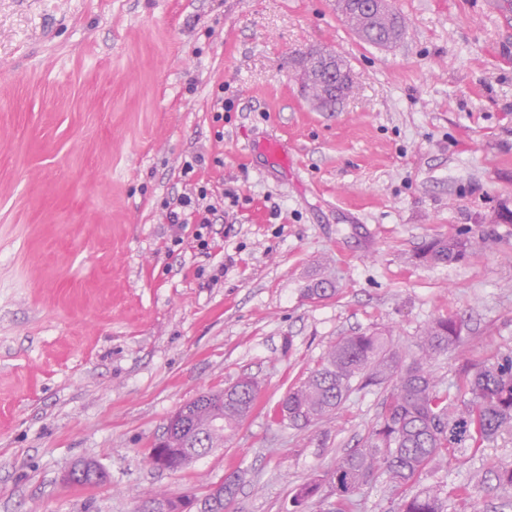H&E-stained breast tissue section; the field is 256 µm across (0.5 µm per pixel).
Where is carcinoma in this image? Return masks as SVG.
Masks as SVG:
<instances>
[{"label":"carcinoma","instance_id":"obj_1","mask_svg":"<svg viewBox=\"0 0 512 512\" xmlns=\"http://www.w3.org/2000/svg\"><path fill=\"white\" fill-rule=\"evenodd\" d=\"M336 11L366 42L391 47L405 34L399 13L384 7L367 12L361 0H336ZM316 47L298 50L291 67L313 66ZM475 241L452 236L434 239L420 258L430 265L454 263L473 249ZM463 323L455 314L433 319L418 342V355L405 362L387 330H372L340 337L307 378L290 387L279 408L282 421L294 428H310L330 421L342 401L367 384L393 383L383 412L361 448L342 455L319 478L300 484L292 506L300 508L322 489L334 497L330 512H350L353 497L374 476L384 479L400 494L398 512H445L447 493L442 486L408 488L420 483L428 471L448 459L474 457L505 431H512V357L484 361L442 387L427 369L434 355L463 344ZM259 383L244 378L217 391L200 394L167 421L169 436L159 462L169 471L194 461L184 448L182 425L219 424L216 433L201 443V456L224 447L226 434L235 431L250 415L259 398ZM499 488L512 491V463L494 470Z\"/></svg>","mask_w":512,"mask_h":512}]
</instances>
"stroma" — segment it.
Listing matches in <instances>:
<instances>
[{"label":"stroma","instance_id":"stroma-1","mask_svg":"<svg viewBox=\"0 0 512 512\" xmlns=\"http://www.w3.org/2000/svg\"><path fill=\"white\" fill-rule=\"evenodd\" d=\"M391 3L406 34L382 48L334 0H0V512H133L231 474L232 512H289L383 410L370 386L331 422H280L339 337L387 328L410 358L451 312L469 348L430 359L439 380L512 357V224L488 221L512 208V11ZM310 46L351 68L338 111L313 107L288 66ZM264 137L287 166L249 152ZM195 181L240 196L214 216L208 257L189 233L170 246L164 218ZM459 234L477 243L465 259L419 260ZM327 278L335 293L310 298ZM247 376L259 399L223 448L145 466L173 412ZM81 457L109 483L62 482ZM508 462L512 432L423 482L484 475L447 512H512L491 475Z\"/></svg>","mask_w":512,"mask_h":512}]
</instances>
